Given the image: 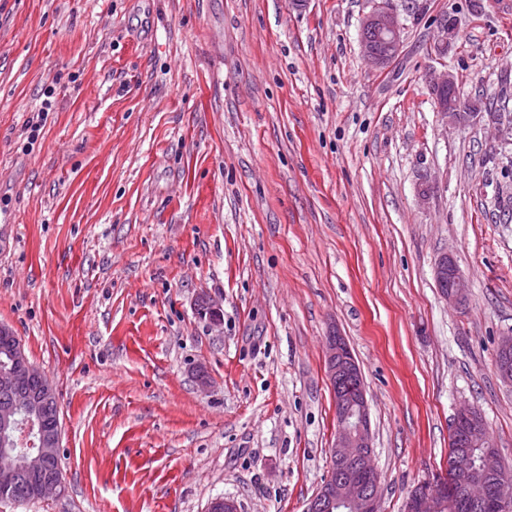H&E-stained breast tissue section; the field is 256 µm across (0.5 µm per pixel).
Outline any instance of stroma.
Returning a JSON list of instances; mask_svg holds the SVG:
<instances>
[{"mask_svg":"<svg viewBox=\"0 0 512 512\" xmlns=\"http://www.w3.org/2000/svg\"><path fill=\"white\" fill-rule=\"evenodd\" d=\"M411 2L378 70L369 0H0V324L57 393L64 478L0 512H303L336 437L333 327L383 512L444 474L464 404L512 470V144L444 126L427 81L512 113V0ZM434 277L440 293L450 303L464 306L469 297L465 277L458 270L455 261L448 254L441 255L434 266ZM498 354L501 356L497 363L498 374L504 383L512 385V334L500 339Z\"/></svg>","mask_w":512,"mask_h":512,"instance_id":"obj_1","label":"stroma"}]
</instances>
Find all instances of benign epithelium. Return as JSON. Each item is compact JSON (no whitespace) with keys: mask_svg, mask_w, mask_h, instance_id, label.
Segmentation results:
<instances>
[{"mask_svg":"<svg viewBox=\"0 0 512 512\" xmlns=\"http://www.w3.org/2000/svg\"><path fill=\"white\" fill-rule=\"evenodd\" d=\"M438 47L448 49L455 31V21L444 15L437 20ZM401 24L391 0H380L363 17L360 42L365 59L375 68L384 69L402 48ZM454 85L449 72L430 75V87L436 109L445 123H484L493 125L498 137L512 139V119L503 121L500 112H450L448 88ZM434 277L442 296L463 306L469 289L465 277L448 254L441 255L434 266ZM0 343L13 352L10 367L0 369V391L10 402L0 407V459H8L16 451L26 458V471L37 478L32 488L35 500L62 492V474H44L49 462L59 455L61 447L60 421H49L45 407L55 392L45 376L32 366L24 353L21 340L8 327L0 326ZM500 360L498 374L512 385V335L500 339L497 348ZM324 365L333 389L336 409V439L331 448L329 475L310 499L305 512H382L380 474L374 462L373 435L369 406L360 367L344 336L332 330L325 339ZM475 410L461 406L453 416L451 430L462 429V448L448 460L457 482L455 496L462 502L484 512H512V495L497 493L485 476L473 474L469 464V449L487 447L485 437L476 430ZM448 499V490L436 481L423 482L406 501L405 512H441Z\"/></svg>","mask_w":512,"mask_h":512,"instance_id":"obj_1","label":"benign epithelium"}]
</instances>
